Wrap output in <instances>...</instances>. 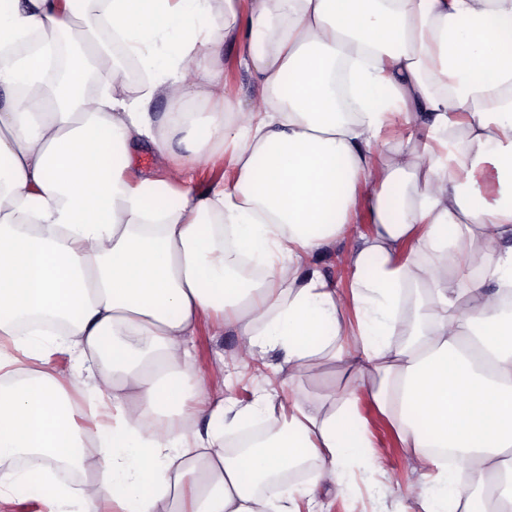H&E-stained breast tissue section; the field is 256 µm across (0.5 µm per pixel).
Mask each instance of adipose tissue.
<instances>
[{"instance_id":"1","label":"adipose tissue","mask_w":512,"mask_h":512,"mask_svg":"<svg viewBox=\"0 0 512 512\" xmlns=\"http://www.w3.org/2000/svg\"><path fill=\"white\" fill-rule=\"evenodd\" d=\"M213 2L0 0V502L299 512L257 488L309 461L306 495L342 492L366 445L351 402L205 395L185 343L209 317L243 358L378 377L412 463L398 512H512V0ZM105 27L137 88L88 71L85 36ZM64 39L80 50L48 77ZM227 43L260 87L251 107L224 90ZM144 145L164 178L130 177ZM226 152L233 182L197 192L198 165ZM360 202L372 230L344 294L312 260ZM243 257L259 278L235 274ZM54 346L97 401L96 432L41 365ZM257 416L272 434L229 456L223 424Z\"/></svg>"}]
</instances>
